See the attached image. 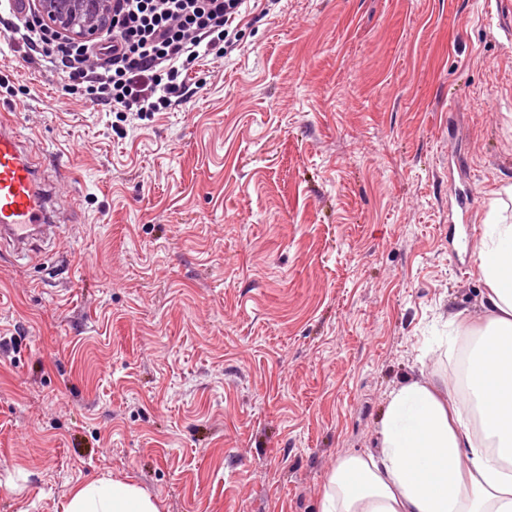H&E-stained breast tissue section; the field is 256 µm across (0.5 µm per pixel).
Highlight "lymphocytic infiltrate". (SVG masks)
Segmentation results:
<instances>
[{"label": "lymphocytic infiltrate", "instance_id": "1", "mask_svg": "<svg viewBox=\"0 0 512 512\" xmlns=\"http://www.w3.org/2000/svg\"><path fill=\"white\" fill-rule=\"evenodd\" d=\"M277 2L120 0L111 29L92 44L60 40L11 12L0 15V30L24 48L29 64L84 86L95 105L143 118L193 96L189 70L205 58L230 55L242 21L267 16Z\"/></svg>", "mask_w": 512, "mask_h": 512}]
</instances>
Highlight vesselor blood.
<instances>
[{
  "label": "vessel or blood",
  "mask_w": 512,
  "mask_h": 512,
  "mask_svg": "<svg viewBox=\"0 0 512 512\" xmlns=\"http://www.w3.org/2000/svg\"><path fill=\"white\" fill-rule=\"evenodd\" d=\"M40 167L29 155L22 133L14 123L0 119V244L14 253L27 251L37 234L54 235L50 219L51 199L40 179ZM457 208L449 218L455 224H469L475 198L471 183L455 189Z\"/></svg>",
  "instance_id": "obj_1"
}]
</instances>
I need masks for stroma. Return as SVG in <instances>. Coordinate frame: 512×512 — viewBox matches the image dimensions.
<instances>
[{
	"instance_id": "stroma-1",
	"label": "stroma",
	"mask_w": 512,
	"mask_h": 512,
	"mask_svg": "<svg viewBox=\"0 0 512 512\" xmlns=\"http://www.w3.org/2000/svg\"><path fill=\"white\" fill-rule=\"evenodd\" d=\"M512 0H278L127 121L0 41L60 234L0 252V512L116 479L160 512H318L389 393L484 323L448 244L512 186ZM456 322H449V315ZM454 197L458 209L451 210L449 215L450 222L454 224H464L466 239L471 238V230L468 226L470 222V207L475 198V189L470 182H463V188L454 189Z\"/></svg>"
}]
</instances>
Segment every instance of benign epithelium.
<instances>
[{"label": "benign epithelium", "instance_id": "benign-epithelium-1", "mask_svg": "<svg viewBox=\"0 0 512 512\" xmlns=\"http://www.w3.org/2000/svg\"><path fill=\"white\" fill-rule=\"evenodd\" d=\"M115 0H32L31 20L74 42H90L112 27Z\"/></svg>", "mask_w": 512, "mask_h": 512}]
</instances>
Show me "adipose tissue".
<instances>
[{
    "mask_svg": "<svg viewBox=\"0 0 512 512\" xmlns=\"http://www.w3.org/2000/svg\"><path fill=\"white\" fill-rule=\"evenodd\" d=\"M487 324L466 369L467 402L411 381L392 390L378 451L340 459L320 512H512V224H490L476 257ZM65 512H158L127 482L74 488Z\"/></svg>",
    "mask_w": 512,
    "mask_h": 512,
    "instance_id": "adipose-tissue-1",
    "label": "adipose tissue"
}]
</instances>
